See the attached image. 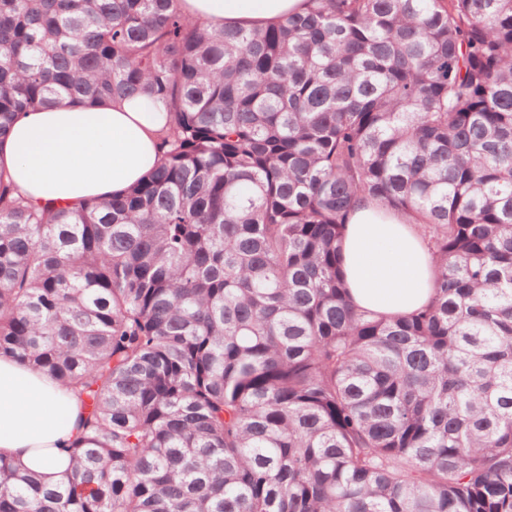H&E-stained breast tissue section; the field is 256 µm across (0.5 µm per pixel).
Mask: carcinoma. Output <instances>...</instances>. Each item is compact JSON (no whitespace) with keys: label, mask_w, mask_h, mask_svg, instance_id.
Masks as SVG:
<instances>
[{"label":"carcinoma","mask_w":512,"mask_h":512,"mask_svg":"<svg viewBox=\"0 0 512 512\" xmlns=\"http://www.w3.org/2000/svg\"><path fill=\"white\" fill-rule=\"evenodd\" d=\"M265 28L181 0H0L15 116L137 96L159 165L50 208L0 173V357L80 404L66 481L0 512H512V0H308ZM435 259L358 309L355 204Z\"/></svg>","instance_id":"obj_1"}]
</instances>
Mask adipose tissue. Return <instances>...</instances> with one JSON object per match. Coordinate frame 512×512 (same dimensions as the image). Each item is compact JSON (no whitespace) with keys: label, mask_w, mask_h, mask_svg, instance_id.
Returning a JSON list of instances; mask_svg holds the SVG:
<instances>
[{"label":"adipose tissue","mask_w":512,"mask_h":512,"mask_svg":"<svg viewBox=\"0 0 512 512\" xmlns=\"http://www.w3.org/2000/svg\"><path fill=\"white\" fill-rule=\"evenodd\" d=\"M306 7L307 0H182L193 19L246 28L275 24ZM165 124V113L146 99L24 112L0 142V169L40 205L117 194L156 167ZM341 252L348 291L360 308L398 315L430 301L434 262L407 216L359 201ZM79 415L76 397L53 379L0 359V455L57 484L69 470L65 449Z\"/></svg>","instance_id":"adipose-tissue-1"}]
</instances>
